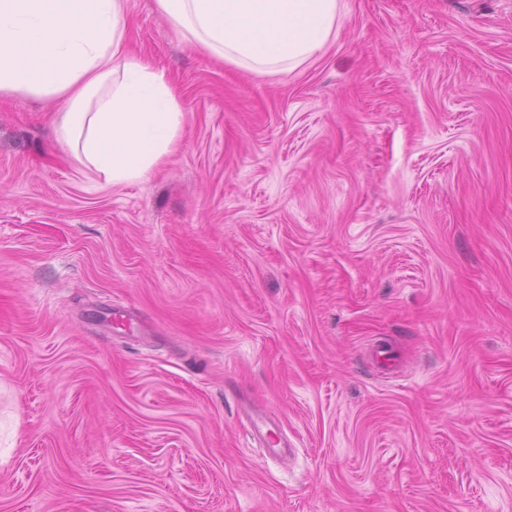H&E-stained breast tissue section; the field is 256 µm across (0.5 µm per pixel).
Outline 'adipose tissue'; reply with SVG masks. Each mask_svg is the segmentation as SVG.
<instances>
[{"mask_svg":"<svg viewBox=\"0 0 512 512\" xmlns=\"http://www.w3.org/2000/svg\"><path fill=\"white\" fill-rule=\"evenodd\" d=\"M194 50L266 75L327 44L339 0H156ZM124 0H0V96L58 101V142L112 186L180 147L185 111L165 71L129 53Z\"/></svg>","mask_w":512,"mask_h":512,"instance_id":"obj_1","label":"adipose tissue"}]
</instances>
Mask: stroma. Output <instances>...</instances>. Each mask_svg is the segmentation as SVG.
<instances>
[{
  "label": "stroma",
  "instance_id": "35a3bbf8",
  "mask_svg": "<svg viewBox=\"0 0 512 512\" xmlns=\"http://www.w3.org/2000/svg\"><path fill=\"white\" fill-rule=\"evenodd\" d=\"M125 15L145 179L0 98V512H512V0H340L262 76Z\"/></svg>",
  "mask_w": 512,
  "mask_h": 512
}]
</instances>
